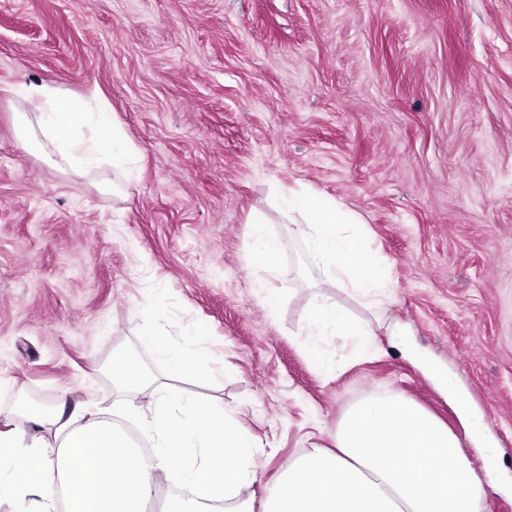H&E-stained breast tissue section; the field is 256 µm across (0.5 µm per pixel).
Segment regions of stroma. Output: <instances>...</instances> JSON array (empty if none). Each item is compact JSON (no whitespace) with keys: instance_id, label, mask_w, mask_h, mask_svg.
Here are the masks:
<instances>
[{"instance_id":"35a3bbf8","label":"stroma","mask_w":512,"mask_h":512,"mask_svg":"<svg viewBox=\"0 0 512 512\" xmlns=\"http://www.w3.org/2000/svg\"><path fill=\"white\" fill-rule=\"evenodd\" d=\"M35 81L106 103L128 175L77 187L19 147L9 90ZM301 185L357 212L389 269L377 305L328 290L369 350L334 326L308 348L322 273L274 203ZM255 210L280 243L273 305ZM152 328L206 355L186 389L257 439L245 497L396 394L459 436L484 512H512V0H0V428L64 393L140 431L121 410L143 395L109 370L130 354L163 378Z\"/></svg>"}]
</instances>
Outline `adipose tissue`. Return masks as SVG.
<instances>
[{"mask_svg":"<svg viewBox=\"0 0 512 512\" xmlns=\"http://www.w3.org/2000/svg\"><path fill=\"white\" fill-rule=\"evenodd\" d=\"M26 105L15 115L19 146L40 149L60 169L81 176L100 164L125 172L135 147L110 112L88 109L87 99L46 83L13 88ZM92 135H79L83 127ZM298 214L297 231L323 274L310 312L309 344L318 351L322 327L340 326L366 346L367 323L349 319L325 290H350L378 302L391 279L373 253L360 216L303 188L285 195ZM147 342L171 379L204 377L206 359L172 347L158 331ZM122 386L148 391L143 454L115 423L93 417L89 403L66 399L30 401L17 409L16 424L0 430V500L15 512H144L161 479L180 474L188 497L167 512H483V492L457 434L418 404L397 395L362 400L336 429L335 447L301 456L274 481L261 501L238 500L255 478L259 450L237 412L195 395L155 387L137 360L113 363Z\"/></svg>","mask_w":512,"mask_h":512,"instance_id":"1","label":"adipose tissue"}]
</instances>
